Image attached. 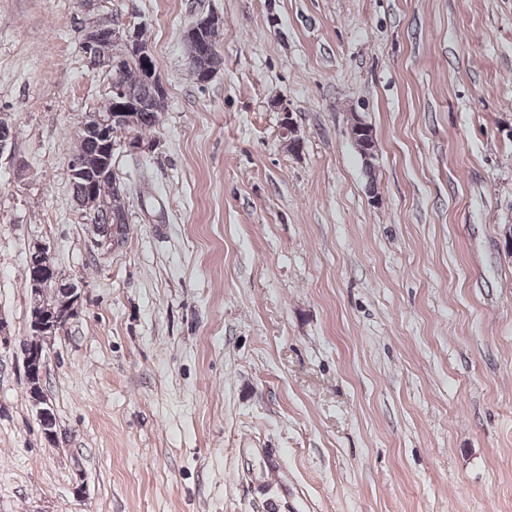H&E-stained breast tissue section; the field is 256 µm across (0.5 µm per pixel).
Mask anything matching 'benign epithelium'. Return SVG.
Returning a JSON list of instances; mask_svg holds the SVG:
<instances>
[{"label": "benign epithelium", "instance_id": "obj_1", "mask_svg": "<svg viewBox=\"0 0 512 512\" xmlns=\"http://www.w3.org/2000/svg\"><path fill=\"white\" fill-rule=\"evenodd\" d=\"M81 8L85 19L83 24L82 51L94 65L106 71L113 67L136 63L142 66L145 82L155 99L167 98L166 86L162 82L153 60L149 44L141 36L142 24L128 22L121 26L112 23V17L101 12L102 0H82ZM223 29V18L216 12L200 14L182 32L187 60L201 74V83L211 80L219 68L217 63L218 43ZM112 107L105 113L86 112L81 117L80 130L83 135L76 138V149L69 163L70 176L75 181H92L106 176L112 170L114 152L122 150L129 154H144L153 149L150 141L136 138L131 128L137 123L139 103L113 89ZM97 135L101 151L90 155L84 150L85 133ZM349 136L358 149L368 151L369 158L377 157L372 128L360 118L351 119ZM92 225L96 238L93 243L100 249L112 248V237L106 227L87 219ZM27 267L31 280L30 329L34 342L23 347L24 384L27 398L37 414L45 421L51 420L52 411L47 402L43 377L47 349L55 338L63 334L80 309V292L71 282L63 278L56 268L48 247L36 243L29 247Z\"/></svg>", "mask_w": 512, "mask_h": 512}]
</instances>
